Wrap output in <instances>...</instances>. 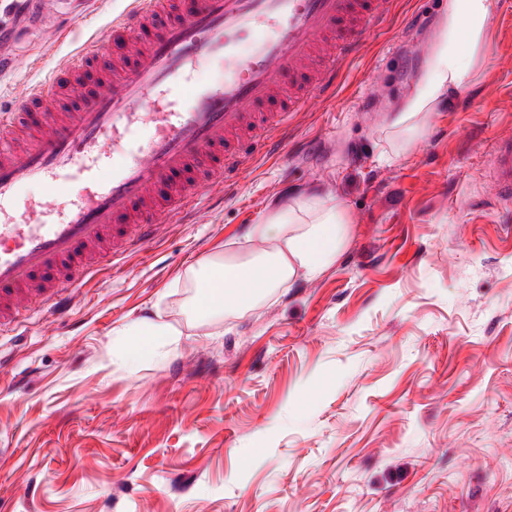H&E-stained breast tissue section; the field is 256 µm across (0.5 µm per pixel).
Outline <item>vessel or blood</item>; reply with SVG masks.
<instances>
[{
  "label": "vessel or blood",
  "mask_w": 512,
  "mask_h": 512,
  "mask_svg": "<svg viewBox=\"0 0 512 512\" xmlns=\"http://www.w3.org/2000/svg\"><path fill=\"white\" fill-rule=\"evenodd\" d=\"M392 0H131L44 81L0 113V332L33 304L119 251L146 249L195 192L244 164L248 146L278 155L293 119L329 96L365 34ZM20 19L0 27L15 42L42 16L39 0H14ZM205 56L224 80L190 74ZM151 134L142 147L134 136ZM488 185L512 203V134L497 137ZM34 181L47 189L23 198ZM82 184L64 218L59 187Z\"/></svg>",
  "instance_id": "1"
}]
</instances>
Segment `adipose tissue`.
<instances>
[{
	"mask_svg": "<svg viewBox=\"0 0 512 512\" xmlns=\"http://www.w3.org/2000/svg\"><path fill=\"white\" fill-rule=\"evenodd\" d=\"M499 5V0H448V14L433 53L388 121L392 140L401 149H410L424 138L428 116L441 96L456 93L479 78V70L466 65L463 57L481 52ZM247 236L266 243V251L248 262L228 259L209 264L195 296L198 313L220 304L223 291L246 306L272 289L318 276L344 247L348 224L341 204L317 194L303 195L288 205L269 209L250 225ZM121 333L127 336L128 350L134 356L176 342L166 324L149 318L124 326Z\"/></svg>",
	"mask_w": 512,
	"mask_h": 512,
	"instance_id": "ef3b65f1",
	"label": "adipose tissue"
}]
</instances>
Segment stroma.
<instances>
[{
	"instance_id": "1",
	"label": "stroma",
	"mask_w": 512,
	"mask_h": 512,
	"mask_svg": "<svg viewBox=\"0 0 512 512\" xmlns=\"http://www.w3.org/2000/svg\"><path fill=\"white\" fill-rule=\"evenodd\" d=\"M481 77L440 98L428 133L394 155L386 115L425 67L448 0H395L297 117L280 157L249 155L232 191L191 200L149 254L118 256L0 333V512H512V229L486 191L512 129V0H500ZM25 35L0 106L75 41ZM302 194L343 204L336 261L248 306L194 311L211 258H244L246 230ZM148 317L179 334L129 359L115 329Z\"/></svg>"
}]
</instances>
